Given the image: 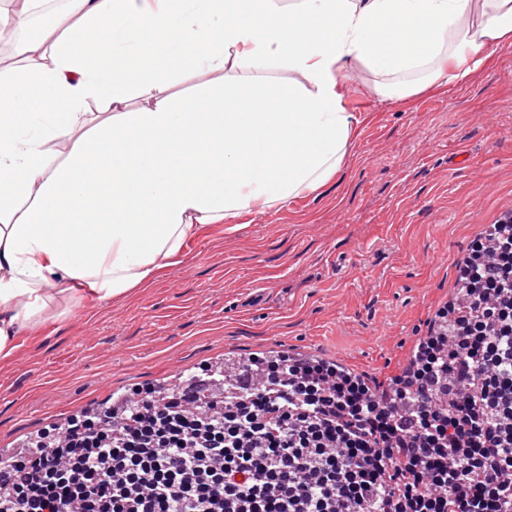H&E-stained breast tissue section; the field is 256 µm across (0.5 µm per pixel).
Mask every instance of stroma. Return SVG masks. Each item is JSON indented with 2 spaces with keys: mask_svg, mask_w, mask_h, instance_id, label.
Listing matches in <instances>:
<instances>
[{
  "mask_svg": "<svg viewBox=\"0 0 512 512\" xmlns=\"http://www.w3.org/2000/svg\"><path fill=\"white\" fill-rule=\"evenodd\" d=\"M373 80L361 67L342 78L359 122L326 185L238 231L208 228L130 296L22 334L0 360V450L254 353L312 352L381 383L400 374L471 242L512 212V47L404 102L371 93Z\"/></svg>",
  "mask_w": 512,
  "mask_h": 512,
  "instance_id": "1",
  "label": "stroma"
}]
</instances>
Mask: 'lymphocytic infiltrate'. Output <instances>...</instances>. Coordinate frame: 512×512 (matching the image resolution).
Returning a JSON list of instances; mask_svg holds the SVG:
<instances>
[{"label": "lymphocytic infiltrate", "instance_id": "obj_1", "mask_svg": "<svg viewBox=\"0 0 512 512\" xmlns=\"http://www.w3.org/2000/svg\"><path fill=\"white\" fill-rule=\"evenodd\" d=\"M459 280L387 386L281 352L207 407L139 388L0 460V512H512V219Z\"/></svg>", "mask_w": 512, "mask_h": 512}]
</instances>
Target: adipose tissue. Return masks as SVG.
<instances>
[{
  "label": "adipose tissue",
  "mask_w": 512,
  "mask_h": 512,
  "mask_svg": "<svg viewBox=\"0 0 512 512\" xmlns=\"http://www.w3.org/2000/svg\"><path fill=\"white\" fill-rule=\"evenodd\" d=\"M66 3L0 65V360L63 316L59 300L127 297L206 228L336 176L358 123L346 70L401 101L512 46V0ZM184 68L220 80L173 99ZM27 88L47 91L44 111L27 110Z\"/></svg>",
  "instance_id": "ef3b65f1"
}]
</instances>
